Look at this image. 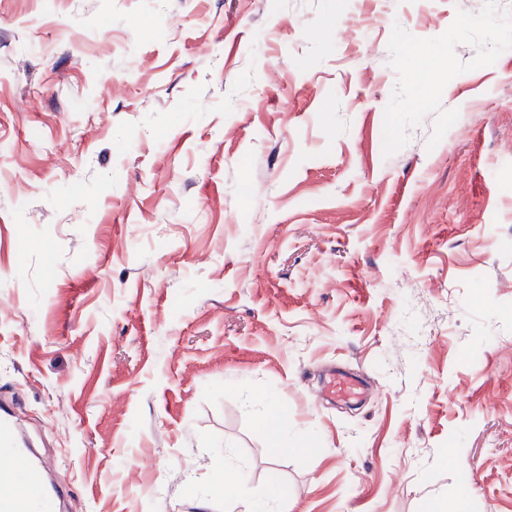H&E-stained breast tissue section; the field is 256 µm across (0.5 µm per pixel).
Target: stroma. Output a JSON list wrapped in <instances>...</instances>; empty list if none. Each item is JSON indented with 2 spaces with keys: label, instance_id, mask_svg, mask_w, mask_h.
Returning a JSON list of instances; mask_svg holds the SVG:
<instances>
[{
  "label": "stroma",
  "instance_id": "1",
  "mask_svg": "<svg viewBox=\"0 0 512 512\" xmlns=\"http://www.w3.org/2000/svg\"><path fill=\"white\" fill-rule=\"evenodd\" d=\"M3 402L63 512H512V0H0ZM366 385L358 376L333 373L328 385V391L343 400H354L359 397Z\"/></svg>",
  "mask_w": 512,
  "mask_h": 512
}]
</instances>
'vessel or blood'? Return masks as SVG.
<instances>
[{"instance_id": "b4317fda", "label": "vessel or blood", "mask_w": 512, "mask_h": 512, "mask_svg": "<svg viewBox=\"0 0 512 512\" xmlns=\"http://www.w3.org/2000/svg\"><path fill=\"white\" fill-rule=\"evenodd\" d=\"M365 388L357 376L334 374L328 390L344 400H354ZM58 496L47 487L17 438L8 417L0 418V512H57Z\"/></svg>"}]
</instances>
